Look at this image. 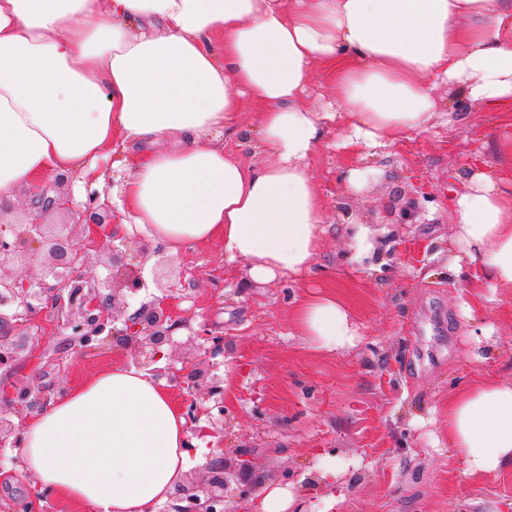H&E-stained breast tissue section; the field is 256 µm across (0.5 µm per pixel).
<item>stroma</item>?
I'll use <instances>...</instances> for the list:
<instances>
[{"label": "stroma", "instance_id": "obj_1", "mask_svg": "<svg viewBox=\"0 0 512 512\" xmlns=\"http://www.w3.org/2000/svg\"><path fill=\"white\" fill-rule=\"evenodd\" d=\"M443 105L466 113L464 124L411 133L375 155L339 145L344 122L329 124L311 157L325 199V233L316 269L271 284L250 280L241 260H229L219 241L183 246L173 258L182 278L166 303L180 326L179 346L148 368L171 401L186 410L187 386L173 383L189 354L191 331L223 337L224 437H209L197 474L225 462L233 481L253 488L287 485L303 512H320L330 488L313 482L322 454L343 463L335 488L343 498L330 512H512V470L470 474L448 444V401L462 387L488 379L512 381V288L480 279L475 265L455 262V218L448 206L471 174L496 162L495 139L512 138V109L468 108L447 89ZM254 119L243 103L226 150L244 164L260 160L247 137ZM133 145L114 141L99 160V179L70 172L44 191L97 193L115 204L125 176L120 160ZM371 167L374 181L348 185L351 168ZM415 213L402 223L405 209ZM336 293L347 302L360 341L348 351L312 347L300 336L294 296ZM486 327L492 347L471 353V334ZM31 357L0 384L31 388L51 402L79 383L132 356L110 337L91 347L70 346L57 315L44 309L24 328ZM188 442H203L188 434ZM251 461L236 474L240 456ZM0 512H96L91 505L40 489L15 455L0 446Z\"/></svg>", "mask_w": 512, "mask_h": 512}]
</instances>
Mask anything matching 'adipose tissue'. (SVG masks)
Listing matches in <instances>:
<instances>
[{
  "label": "adipose tissue",
  "instance_id": "1",
  "mask_svg": "<svg viewBox=\"0 0 512 512\" xmlns=\"http://www.w3.org/2000/svg\"><path fill=\"white\" fill-rule=\"evenodd\" d=\"M336 89L355 154L429 131L447 86L469 105L512 106V0H0V201L21 186L95 172L115 137L117 209L169 248L217 240L272 283L312 269L325 212L310 158L335 112L303 103L315 70ZM256 110L261 160L243 165L223 130ZM498 168L450 200L453 245L484 280L512 286V140ZM319 350L356 347L333 295L296 299ZM186 421L135 366L94 376L33 416L18 453L40 487L97 512H146L189 461ZM448 442L469 473L512 469V381L460 390Z\"/></svg>",
  "mask_w": 512,
  "mask_h": 512
}]
</instances>
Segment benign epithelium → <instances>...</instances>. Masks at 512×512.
<instances>
[{"label": "benign epithelium", "instance_id": "1", "mask_svg": "<svg viewBox=\"0 0 512 512\" xmlns=\"http://www.w3.org/2000/svg\"><path fill=\"white\" fill-rule=\"evenodd\" d=\"M36 213L12 225V237L0 236V296L15 304L8 315L0 312V329L13 321L25 320L39 311L42 304L49 305L64 317L65 327L71 329L74 345L87 348L108 333L115 342L131 351L135 362L149 366L156 362L165 346L175 347V322L162 299H151L124 321V328H111L118 313L126 308V293L141 288V270L150 257L157 258L156 266L165 269L173 265L164 249L157 246L132 253L129 249H108L103 264L110 277L101 282L89 276L92 264L90 249L74 233L81 226L90 235L100 239L117 240L124 237L120 225L112 217L107 204L99 203V196L88 194L81 206L72 205L69 196L41 193L35 199ZM67 214L72 222H58L56 216ZM36 272V278L12 272L16 265ZM194 355L183 362L174 380L189 384L202 392L203 400H215L218 417L212 419V432L224 430L223 376L217 374L215 358L224 354V340L211 337L206 330L193 332L185 341ZM28 352L27 339L22 335L0 336V369L8 371ZM31 393L25 388L5 385L0 388V444L13 440L21 445V434L11 420V414L28 402ZM225 467L210 468L206 478L185 476L170 494L176 512H216L226 506L227 499L246 500L252 488L245 485L231 488L227 479L218 474Z\"/></svg>", "mask_w": 512, "mask_h": 512}]
</instances>
